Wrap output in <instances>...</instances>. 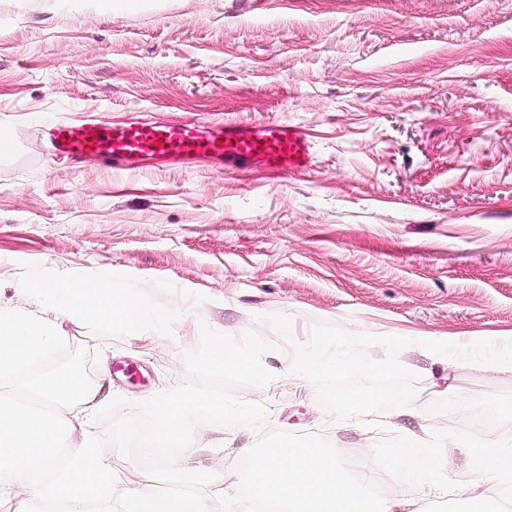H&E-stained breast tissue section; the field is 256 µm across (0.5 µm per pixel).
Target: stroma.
I'll use <instances>...</instances> for the list:
<instances>
[{
	"mask_svg": "<svg viewBox=\"0 0 512 512\" xmlns=\"http://www.w3.org/2000/svg\"><path fill=\"white\" fill-rule=\"evenodd\" d=\"M38 113L103 126L285 120L314 165L270 176L208 163L115 174L49 152ZM0 304L25 308L22 266L167 280L182 303L173 336L139 341L68 326L69 348L100 353L104 390L129 404L183 383L201 325L274 344L263 317L413 339L410 406L385 413L416 441L465 417L428 388L448 368L420 343L512 336V0H0ZM236 395L269 424L325 432L347 454L376 432L330 423L313 385L280 379ZM259 437L206 434L203 466L239 464Z\"/></svg>",
	"mask_w": 512,
	"mask_h": 512,
	"instance_id": "obj_1",
	"label": "stroma"
}]
</instances>
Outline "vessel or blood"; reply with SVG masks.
<instances>
[{"instance_id": "1", "label": "vessel or blood", "mask_w": 512, "mask_h": 512, "mask_svg": "<svg viewBox=\"0 0 512 512\" xmlns=\"http://www.w3.org/2000/svg\"><path fill=\"white\" fill-rule=\"evenodd\" d=\"M34 121L50 125L52 153L74 158L92 155L115 172L139 161L189 162L204 157L227 168L280 174L309 170L314 159L309 134L287 121L206 126L136 120L109 129L89 122H53L45 115L35 116Z\"/></svg>"}]
</instances>
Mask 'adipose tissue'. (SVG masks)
Wrapping results in <instances>:
<instances>
[{
    "instance_id": "obj_1",
    "label": "adipose tissue",
    "mask_w": 512,
    "mask_h": 512,
    "mask_svg": "<svg viewBox=\"0 0 512 512\" xmlns=\"http://www.w3.org/2000/svg\"><path fill=\"white\" fill-rule=\"evenodd\" d=\"M460 446L471 466V478L462 493V512H507L512 500L494 494L493 489L512 485V437L464 440Z\"/></svg>"
}]
</instances>
